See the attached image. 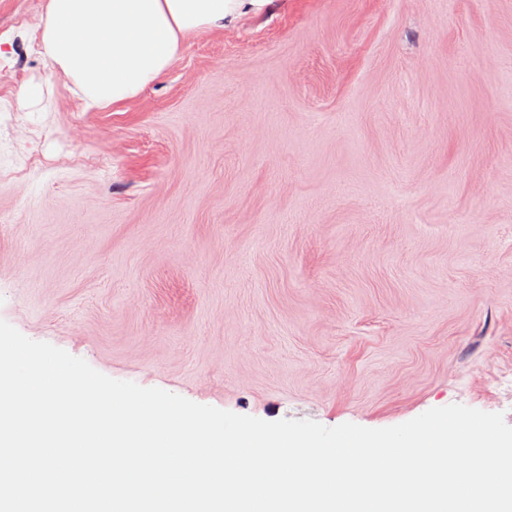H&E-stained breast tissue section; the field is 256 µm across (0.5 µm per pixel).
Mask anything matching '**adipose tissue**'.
<instances>
[{"label":"adipose tissue","mask_w":512,"mask_h":512,"mask_svg":"<svg viewBox=\"0 0 512 512\" xmlns=\"http://www.w3.org/2000/svg\"><path fill=\"white\" fill-rule=\"evenodd\" d=\"M268 0H46L40 53L87 107L135 97L191 36L223 30Z\"/></svg>","instance_id":"ef3b65f1"}]
</instances>
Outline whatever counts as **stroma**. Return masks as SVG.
Returning <instances> with one entry per match:
<instances>
[{"label": "stroma", "instance_id": "stroma-1", "mask_svg": "<svg viewBox=\"0 0 512 512\" xmlns=\"http://www.w3.org/2000/svg\"><path fill=\"white\" fill-rule=\"evenodd\" d=\"M44 5L0 0V319L263 420L512 425V0H270L98 109Z\"/></svg>", "mask_w": 512, "mask_h": 512}]
</instances>
